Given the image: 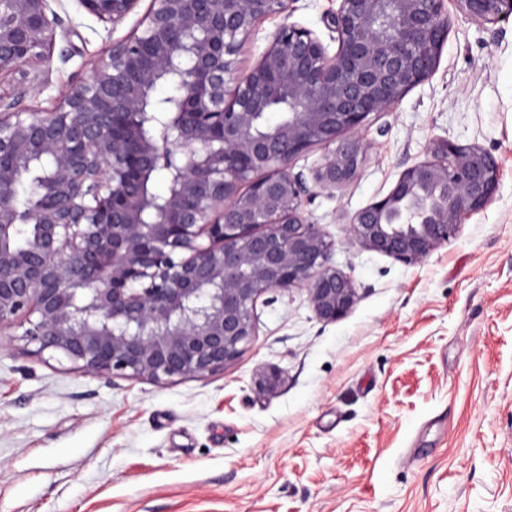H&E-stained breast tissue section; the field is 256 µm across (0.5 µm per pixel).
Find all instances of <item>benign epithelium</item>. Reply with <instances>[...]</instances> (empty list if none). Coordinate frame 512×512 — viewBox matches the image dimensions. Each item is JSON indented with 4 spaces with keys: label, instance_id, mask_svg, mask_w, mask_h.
Returning <instances> with one entry per match:
<instances>
[{
    "label": "benign epithelium",
    "instance_id": "obj_1",
    "mask_svg": "<svg viewBox=\"0 0 512 512\" xmlns=\"http://www.w3.org/2000/svg\"><path fill=\"white\" fill-rule=\"evenodd\" d=\"M140 0H80L116 25ZM471 19L512 18V0H455ZM293 0H151L141 29L90 64L53 112L0 98V335L16 327L30 355L87 374L153 384L224 371L255 336V305L303 287L319 318L354 307L350 276L302 211L293 161L332 147L314 175L345 186L370 148L360 131L436 68L447 0H339L338 48L282 26L254 66L237 56L257 22ZM50 0H0V75L50 65L67 31ZM166 79L175 93L150 103ZM281 119L260 129L268 113ZM48 159L16 242L12 191ZM171 169L173 189L146 180ZM500 166L481 147L438 141L392 190L349 219L363 248L422 262L497 193Z\"/></svg>",
    "mask_w": 512,
    "mask_h": 512
}]
</instances>
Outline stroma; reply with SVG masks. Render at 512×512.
Returning <instances> with one entry per match:
<instances>
[{
    "label": "stroma",
    "instance_id": "stroma-1",
    "mask_svg": "<svg viewBox=\"0 0 512 512\" xmlns=\"http://www.w3.org/2000/svg\"><path fill=\"white\" fill-rule=\"evenodd\" d=\"M149 5L114 27L51 0L67 61L2 76L0 94L36 82L20 107L52 111ZM337 7L293 0L266 17L239 69L285 24L335 53ZM448 16L432 74L369 116L350 183L313 185L325 148L293 162L304 216L358 289L352 311L327 322L305 289L270 291L233 365L165 385L69 370L0 338V512H512V20L476 22L456 0ZM448 139L497 159L493 202L416 265L356 244L349 217ZM263 370L280 375L274 394L256 386Z\"/></svg>",
    "mask_w": 512,
    "mask_h": 512
}]
</instances>
